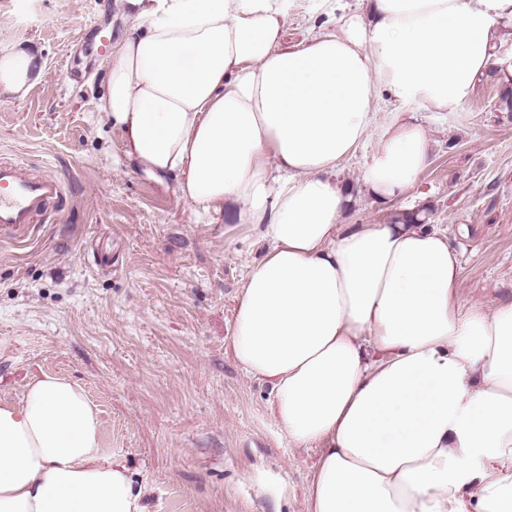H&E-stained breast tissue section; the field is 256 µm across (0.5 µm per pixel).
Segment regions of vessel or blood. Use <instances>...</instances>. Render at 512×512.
Segmentation results:
<instances>
[{
	"mask_svg": "<svg viewBox=\"0 0 512 512\" xmlns=\"http://www.w3.org/2000/svg\"><path fill=\"white\" fill-rule=\"evenodd\" d=\"M61 181L16 158L0 160V230L24 235L55 204H63Z\"/></svg>",
	"mask_w": 512,
	"mask_h": 512,
	"instance_id": "b4317fda",
	"label": "vessel or blood"
}]
</instances>
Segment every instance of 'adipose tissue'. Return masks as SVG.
Wrapping results in <instances>:
<instances>
[{"label": "adipose tissue", "mask_w": 512, "mask_h": 512, "mask_svg": "<svg viewBox=\"0 0 512 512\" xmlns=\"http://www.w3.org/2000/svg\"><path fill=\"white\" fill-rule=\"evenodd\" d=\"M125 3L106 117L145 172L175 175L194 205L238 204L267 241L232 350L271 384L288 440L320 451L308 512H512V302L461 300L443 233L342 223L337 177L378 88L431 112L490 73L512 88L493 54L512 0H369L291 46L289 0ZM31 77L24 52L0 47V92L25 95ZM430 153L415 115L396 113L364 193L399 197ZM100 434L80 385L32 376L20 403L0 404V512H144Z\"/></svg>", "instance_id": "ef3b65f1"}]
</instances>
